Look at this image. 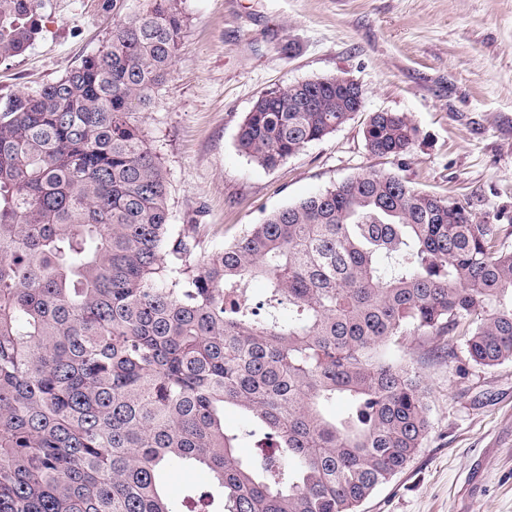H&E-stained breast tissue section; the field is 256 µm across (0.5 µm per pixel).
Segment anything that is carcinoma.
<instances>
[{
  "mask_svg": "<svg viewBox=\"0 0 512 512\" xmlns=\"http://www.w3.org/2000/svg\"><path fill=\"white\" fill-rule=\"evenodd\" d=\"M145 2L97 54L0 103V512H358L432 429L393 347L460 330L475 365L512 361V248L464 206L379 172L220 249L174 235L132 114L164 83L184 19L180 0ZM39 6L0 0V59L35 40ZM308 94L312 109L294 105ZM351 104L318 78L270 90L238 149L274 169ZM364 138L397 160L414 128L374 112ZM173 465L211 485L176 503Z\"/></svg>",
  "mask_w": 512,
  "mask_h": 512,
  "instance_id": "1",
  "label": "carcinoma"
}]
</instances>
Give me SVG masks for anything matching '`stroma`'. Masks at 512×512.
Segmentation results:
<instances>
[{
  "label": "stroma",
  "mask_w": 512,
  "mask_h": 512,
  "mask_svg": "<svg viewBox=\"0 0 512 512\" xmlns=\"http://www.w3.org/2000/svg\"><path fill=\"white\" fill-rule=\"evenodd\" d=\"M144 0H42L41 31L0 60V102L41 89L97 53L113 14ZM179 50L153 102L136 112L168 185L178 234L222 247L247 225L368 171L468 207L512 246V0H181ZM344 75L362 111L267 170L242 154L239 125L266 91ZM406 114L412 147L372 154L370 113ZM432 430L409 465L360 512H512V361L473 364L465 338L407 337Z\"/></svg>",
  "instance_id": "1"
}]
</instances>
